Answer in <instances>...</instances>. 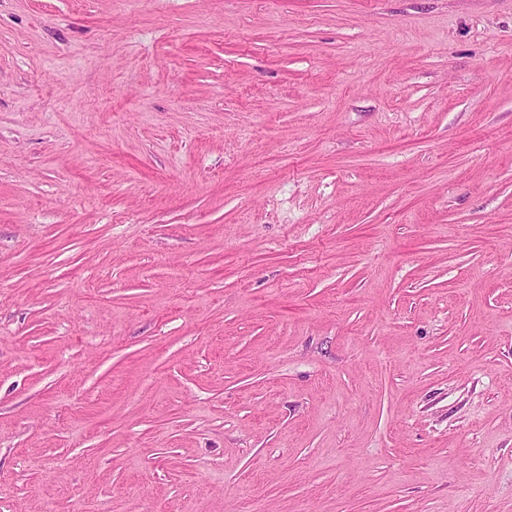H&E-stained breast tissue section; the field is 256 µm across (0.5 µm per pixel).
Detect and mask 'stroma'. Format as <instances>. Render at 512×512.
I'll return each mask as SVG.
<instances>
[{
	"mask_svg": "<svg viewBox=\"0 0 512 512\" xmlns=\"http://www.w3.org/2000/svg\"><path fill=\"white\" fill-rule=\"evenodd\" d=\"M0 512H512V0H0Z\"/></svg>",
	"mask_w": 512,
	"mask_h": 512,
	"instance_id": "obj_1",
	"label": "stroma"
}]
</instances>
